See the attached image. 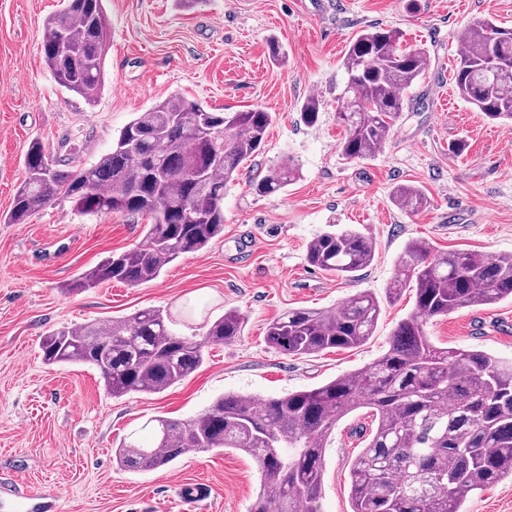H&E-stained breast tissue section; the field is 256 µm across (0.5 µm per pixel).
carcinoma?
I'll return each mask as SVG.
<instances>
[{
    "instance_id": "1",
    "label": "carcinoma",
    "mask_w": 512,
    "mask_h": 512,
    "mask_svg": "<svg viewBox=\"0 0 512 512\" xmlns=\"http://www.w3.org/2000/svg\"><path fill=\"white\" fill-rule=\"evenodd\" d=\"M109 36L105 0H63L44 23L45 65L60 87L89 105L104 86ZM401 38L395 29L372 27L349 42L336 96L341 154L349 161L370 159L384 146L428 71L427 52L402 46ZM464 38L452 76L456 92L487 119L512 121V28L476 20ZM320 107L308 98L302 121L316 124ZM274 118L261 108L219 112L176 94L137 113L112 150L89 166L62 169L34 141L3 223L23 224L57 199L83 215L145 217L141 246L101 260L71 289L150 282L168 263L224 232V190L261 148ZM298 177L288 160L251 188L270 195ZM392 202L413 214L430 204L413 185L396 187ZM374 255L369 236L343 227L317 234L306 259L327 274L354 277ZM407 288L414 292V311L369 368L279 397L226 393L187 420L156 419L151 443L125 441L112 461L142 473L194 452L229 448L254 460L260 473L250 512H317L331 435L341 419L363 410L371 425L350 468L351 512H466L471 493L512 481V362L483 350L439 347L425 325L460 308L512 299V254L437 252L428 241L412 239L386 296L393 300ZM380 313L370 291L332 310L290 309L269 322L266 342L288 355L356 348L373 336ZM241 331L233 309L209 323L199 340L174 333L161 310L142 309L111 322L60 327L39 348L47 363L96 367L106 393L121 398L185 380L202 365L206 345L232 342Z\"/></svg>"
}]
</instances>
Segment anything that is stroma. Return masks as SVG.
<instances>
[{"label": "stroma", "mask_w": 512, "mask_h": 512, "mask_svg": "<svg viewBox=\"0 0 512 512\" xmlns=\"http://www.w3.org/2000/svg\"><path fill=\"white\" fill-rule=\"evenodd\" d=\"M60 8V0H0V215L24 178L32 141L62 168L86 166L136 113L176 93L276 118L224 194L223 234L148 284L68 289L109 254L139 245L143 219L82 215L60 199L25 223H0V512H13L18 491L56 497L58 512H248L259 472L247 455L205 451L132 473L113 464L112 451L133 433L149 439L150 420L191 418L227 393L282 396L368 368L414 308L412 291L384 297L410 239L438 251L512 253V122L487 121L452 81L468 24L487 18L512 28V0H198L189 8L177 0H106V82L92 106L59 87L42 59L44 21ZM371 26L399 30L407 46L429 50L431 65L414 88L421 106L404 112L372 159L350 163L340 152L336 79L349 41ZM271 38L287 50L286 63L270 59ZM311 96L321 110L308 126L299 113ZM459 141L465 151L452 154ZM288 157L299 178L283 192L254 194L250 181ZM400 184L419 186L429 207L416 215L395 207ZM330 225L353 226L376 245L355 279L331 277L306 260L310 240ZM365 290L382 302L364 345L292 356L266 343L268 323L284 312L333 309ZM146 308L166 311L182 336L202 335L228 309L244 322L236 340L209 346L194 374L161 393L113 398L96 369L40 357L41 337L57 327ZM426 331L437 346L511 362L512 300L428 320ZM367 422L356 411L338 423L319 512H350L349 470ZM179 483L205 487V499L183 504L173 491Z\"/></svg>", "instance_id": "35a3bbf8"}]
</instances>
